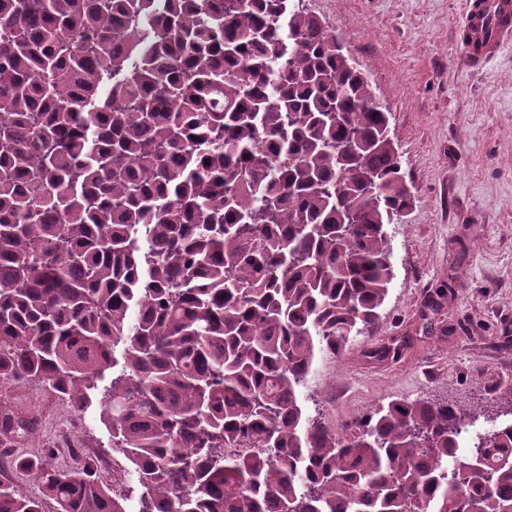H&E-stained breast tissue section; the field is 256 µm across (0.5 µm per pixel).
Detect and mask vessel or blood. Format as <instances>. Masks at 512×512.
<instances>
[{"label":"vessel or blood","mask_w":512,"mask_h":512,"mask_svg":"<svg viewBox=\"0 0 512 512\" xmlns=\"http://www.w3.org/2000/svg\"><path fill=\"white\" fill-rule=\"evenodd\" d=\"M512 40V0H464L457 43L471 66Z\"/></svg>","instance_id":"obj_1"}]
</instances>
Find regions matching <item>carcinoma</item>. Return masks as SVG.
<instances>
[{"label":"carcinoma","mask_w":512,"mask_h":512,"mask_svg":"<svg viewBox=\"0 0 512 512\" xmlns=\"http://www.w3.org/2000/svg\"><path fill=\"white\" fill-rule=\"evenodd\" d=\"M153 2L0 0V392L96 407L139 512H512V423L460 457L446 401L306 415L411 205L367 78L292 0ZM38 440L0 399L39 485L0 481V512H126Z\"/></svg>","instance_id":"1"}]
</instances>
